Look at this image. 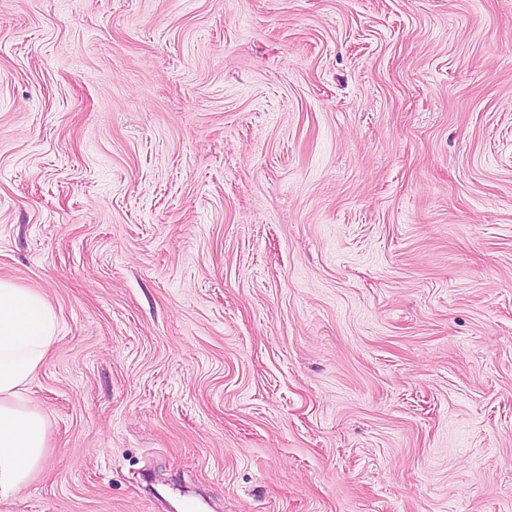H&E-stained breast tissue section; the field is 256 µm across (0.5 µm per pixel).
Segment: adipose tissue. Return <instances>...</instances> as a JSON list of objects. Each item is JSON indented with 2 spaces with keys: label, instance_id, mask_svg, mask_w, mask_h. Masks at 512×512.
<instances>
[{
  "label": "adipose tissue",
  "instance_id": "1",
  "mask_svg": "<svg viewBox=\"0 0 512 512\" xmlns=\"http://www.w3.org/2000/svg\"><path fill=\"white\" fill-rule=\"evenodd\" d=\"M58 331L39 291L0 279V501L15 497L42 464L46 424L27 386Z\"/></svg>",
  "mask_w": 512,
  "mask_h": 512
}]
</instances>
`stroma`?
<instances>
[{"instance_id": "obj_1", "label": "stroma", "mask_w": 512, "mask_h": 512, "mask_svg": "<svg viewBox=\"0 0 512 512\" xmlns=\"http://www.w3.org/2000/svg\"><path fill=\"white\" fill-rule=\"evenodd\" d=\"M0 279V512H512V0H0ZM58 331L39 291L0 279V501L15 497L42 464L46 424L27 386Z\"/></svg>"}]
</instances>
